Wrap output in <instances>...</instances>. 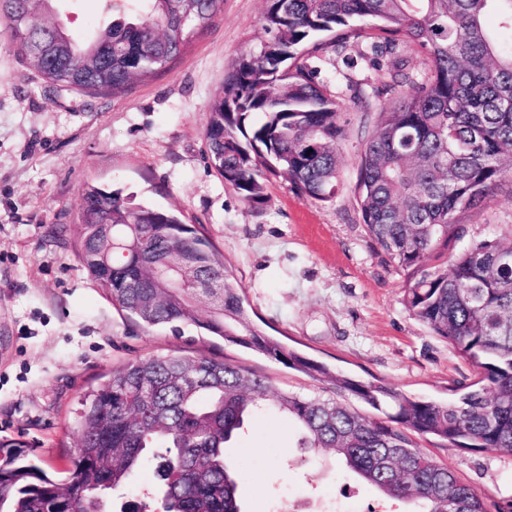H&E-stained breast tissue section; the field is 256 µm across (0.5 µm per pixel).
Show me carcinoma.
Here are the masks:
<instances>
[{
  "label": "carcinoma",
  "instance_id": "carcinoma-1",
  "mask_svg": "<svg viewBox=\"0 0 512 512\" xmlns=\"http://www.w3.org/2000/svg\"><path fill=\"white\" fill-rule=\"evenodd\" d=\"M49 2L0 0L13 47L57 90L96 97L164 70L223 0H134L136 10L91 42L51 22L43 44L37 17ZM261 26L266 40L225 75L206 131L211 164L251 206L264 203L272 175L320 201L340 189L338 104L302 55L368 39L375 57L403 43L423 58L418 81L391 74L396 94L358 155L355 192L368 238L406 272L407 312L446 340L473 378L442 404L334 375L251 322L199 226L87 185L71 245L126 321L175 336L195 328L322 380L338 399L302 397L204 355L136 359L79 401L69 484L31 463L25 443L0 441V512H109L112 495L150 458L160 477L153 499L177 512H241L224 445L261 410L299 426L303 462L329 453L382 495L420 504L418 512H489L418 439L512 457V224L478 238L455 222L512 173V0H266ZM213 278L217 297L203 284ZM346 396L377 414L353 410Z\"/></svg>",
  "mask_w": 512,
  "mask_h": 512
}]
</instances>
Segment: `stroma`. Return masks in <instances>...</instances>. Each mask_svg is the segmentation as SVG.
Returning a JSON list of instances; mask_svg holds the SVG:
<instances>
[{
    "instance_id": "1",
    "label": "stroma",
    "mask_w": 512,
    "mask_h": 512,
    "mask_svg": "<svg viewBox=\"0 0 512 512\" xmlns=\"http://www.w3.org/2000/svg\"><path fill=\"white\" fill-rule=\"evenodd\" d=\"M52 5L53 18L81 38L129 8L127 0ZM264 9L265 0H223L208 28L163 71L97 98L49 86L0 24V440L23 438L34 462L58 482L69 480L77 435L68 423L81 395L135 359L202 350L274 387L325 394L320 381L196 330L178 337L129 328L71 245L49 235L63 224L75 237L88 182L203 225L255 322L332 371L440 402L471 379L447 341L409 316L405 275L371 247L354 192L356 158L391 97V74L399 65L420 71L418 53L402 44L374 63L357 47L309 59L336 95L345 127L341 187L331 201L274 177L264 203L252 207L210 165L208 105L237 57L263 41ZM456 221L478 237L512 224V174ZM298 438L288 419L262 411L227 443L224 459L239 475L242 512H290L294 505L300 512H406L329 457L296 464ZM421 446L488 503L512 498V457L448 448L433 437Z\"/></svg>"
}]
</instances>
